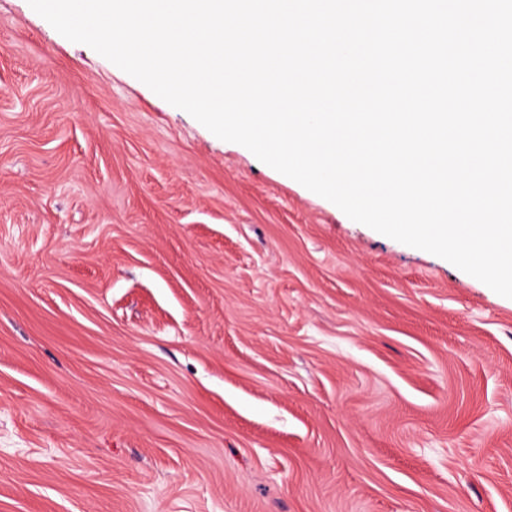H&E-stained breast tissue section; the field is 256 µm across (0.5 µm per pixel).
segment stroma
<instances>
[{
    "mask_svg": "<svg viewBox=\"0 0 512 512\" xmlns=\"http://www.w3.org/2000/svg\"><path fill=\"white\" fill-rule=\"evenodd\" d=\"M0 512H512V299L0 0Z\"/></svg>",
    "mask_w": 512,
    "mask_h": 512,
    "instance_id": "stroma-1",
    "label": "stroma"
}]
</instances>
